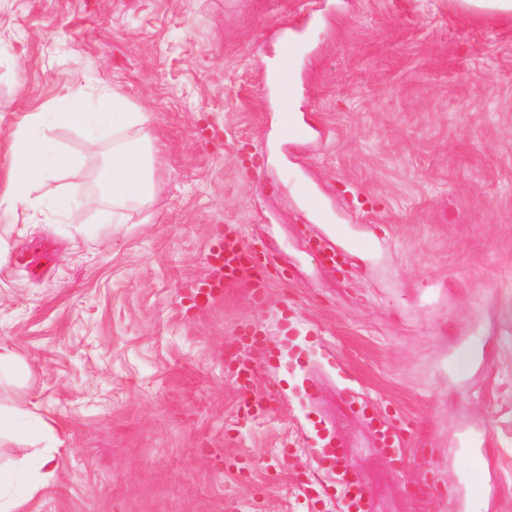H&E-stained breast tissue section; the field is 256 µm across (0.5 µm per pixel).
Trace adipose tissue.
I'll return each mask as SVG.
<instances>
[{"mask_svg":"<svg viewBox=\"0 0 512 512\" xmlns=\"http://www.w3.org/2000/svg\"><path fill=\"white\" fill-rule=\"evenodd\" d=\"M107 96L112 101L111 111L100 113L95 119L85 110V90L79 85L68 88L65 95L67 107L64 111L33 112L27 115L24 124L14 135L13 162L6 184L0 189L1 213L36 209L37 201L31 194L32 187L57 180L62 174L73 170L72 157L54 148L43 135L42 128L47 122H60L84 131L88 145L92 148L108 137L116 121H123L129 127H142L151 122L150 113L126 111L125 100L117 91H108ZM103 182L104 191L114 208L112 221L121 223V208L145 200L150 193L148 162L142 149L129 143L113 146ZM55 468L53 456L38 451L25 459L22 469L0 466V512H22L26 497L9 493L10 487L19 481L21 472L37 475L39 480L51 476ZM38 480L29 485L26 496L35 495L39 491Z\"/></svg>","mask_w":512,"mask_h":512,"instance_id":"adipose-tissue-1","label":"adipose tissue"}]
</instances>
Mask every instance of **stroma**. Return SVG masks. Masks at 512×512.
<instances>
[{"instance_id":"obj_1","label":"stroma","mask_w":512,"mask_h":512,"mask_svg":"<svg viewBox=\"0 0 512 512\" xmlns=\"http://www.w3.org/2000/svg\"><path fill=\"white\" fill-rule=\"evenodd\" d=\"M301 2L0 0V178L27 113L62 111L73 84L153 115L93 151L49 125L75 170L35 190L38 211L0 214V346L16 355L0 406L45 425L32 445L1 437L0 463L35 447L58 462L23 512H338L303 493L318 417L375 512H456L465 474L498 490L469 512H512V17ZM284 113L304 139L281 138ZM141 138L151 195L102 222L90 175ZM341 225L375 244L343 274L308 245ZM230 226L272 276L193 304ZM35 243L54 251L39 273L16 261ZM347 387L401 424L403 461ZM465 420L489 430L488 462L459 447Z\"/></svg>"}]
</instances>
